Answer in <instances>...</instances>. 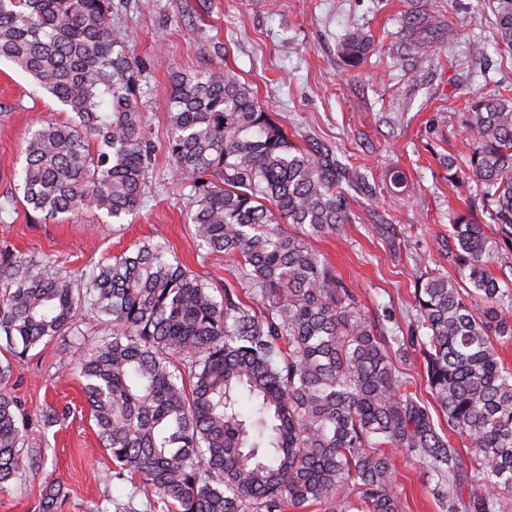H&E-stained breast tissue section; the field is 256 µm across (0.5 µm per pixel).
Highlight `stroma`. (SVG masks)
<instances>
[{
    "instance_id": "1",
    "label": "stroma",
    "mask_w": 512,
    "mask_h": 512,
    "mask_svg": "<svg viewBox=\"0 0 512 512\" xmlns=\"http://www.w3.org/2000/svg\"><path fill=\"white\" fill-rule=\"evenodd\" d=\"M444 23L467 15L439 58L403 57L405 15L412 0H112V29L139 69L141 105L153 146L149 188L122 228L102 213L77 223L34 219L22 202L0 213V242L22 256L51 255L67 270L91 268L144 240L168 243L186 266L215 286L234 284V263L202 257L191 243L189 182L174 177L166 144L173 77L211 69L231 71L298 144L312 139L333 149L365 186L348 191L355 221L311 245L356 293L361 309L394 329L411 322L417 278L441 273L461 281L448 256V226L467 208L472 183L451 184L444 158L468 155L458 112L467 90H512V57L495 46L494 17L485 0H431ZM363 31L372 49L359 72L347 70L340 45ZM485 45L472 55L473 43ZM66 117L32 79L0 62V202L24 163L29 130ZM392 225L399 250L372 232ZM77 356L73 338H56L13 360V390L31 419L28 449L40 469L0 490V512H42L45 483L59 485L53 512H167L139 487L113 478L76 376L62 370ZM54 406L58 422L41 412ZM395 479L406 512H440L418 460L398 453Z\"/></svg>"
}]
</instances>
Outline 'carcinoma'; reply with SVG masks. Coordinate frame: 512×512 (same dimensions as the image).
Wrapping results in <instances>:
<instances>
[{
    "instance_id": "1",
    "label": "carcinoma",
    "mask_w": 512,
    "mask_h": 512,
    "mask_svg": "<svg viewBox=\"0 0 512 512\" xmlns=\"http://www.w3.org/2000/svg\"><path fill=\"white\" fill-rule=\"evenodd\" d=\"M489 6L498 48L512 55V0ZM405 30L425 56L454 36L431 7L410 11ZM370 48L349 32L343 64L358 69ZM0 59L67 113L26 141L15 185L26 205L60 222L87 204L115 222L136 214L152 149L112 0H0ZM460 112L468 170L450 160L448 179L468 175L483 217L455 216L448 256L468 285L421 276L409 335L367 317L308 243L352 223L343 184L359 185L358 173L332 151L296 145L247 84L210 70L175 77L167 150L192 187L196 246L235 260L237 287L216 300V287L161 241L89 271L3 243L0 333L10 353L22 359L46 339L81 335L88 309L106 316L110 333L65 369L83 379L113 477L171 512H405L394 450L427 468L441 512H509L512 369L497 347L512 342V293L489 263L512 271V258L485 227L512 237V96L475 93ZM410 349L422 356L429 401L392 363ZM12 372L0 364V489L35 465Z\"/></svg>"
}]
</instances>
